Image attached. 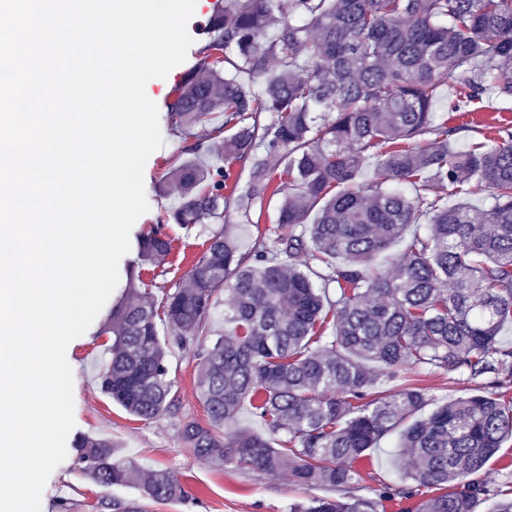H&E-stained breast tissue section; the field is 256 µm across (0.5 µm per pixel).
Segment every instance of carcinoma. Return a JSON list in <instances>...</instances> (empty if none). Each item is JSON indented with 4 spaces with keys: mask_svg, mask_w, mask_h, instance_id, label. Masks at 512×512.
Wrapping results in <instances>:
<instances>
[{
    "mask_svg": "<svg viewBox=\"0 0 512 512\" xmlns=\"http://www.w3.org/2000/svg\"><path fill=\"white\" fill-rule=\"evenodd\" d=\"M212 37L168 102L185 134L221 117L224 136L196 138L162 177L179 193L171 219L185 229L250 223L268 190L276 224L240 251L225 229L157 301L128 289L101 333L112 337L101 391L138 420L173 405L170 349L196 348L207 424L186 419L184 443L201 459L295 486L344 490L367 452L403 426L414 466L403 485L382 483L343 500L311 497L289 512H474L479 475L512 440V127L460 149L433 107L468 112L495 92L512 99V0H224ZM250 164L248 190L227 186ZM375 166L378 177L362 179ZM488 193L478 213L448 196ZM419 226L385 272L374 261ZM159 225L139 260L167 257ZM306 256L319 269L295 265ZM335 289L331 299L329 289ZM229 297L219 334L211 318ZM410 367L457 373L481 394L434 402ZM269 435L224 430L243 405ZM82 473L113 512L186 498L167 470L143 471L110 438L78 445Z\"/></svg>",
    "mask_w": 512,
    "mask_h": 512,
    "instance_id": "cac0c4a2",
    "label": "carcinoma"
}]
</instances>
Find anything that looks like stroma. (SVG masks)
Returning a JSON list of instances; mask_svg holds the SVG:
<instances>
[{
    "instance_id": "1",
    "label": "stroma",
    "mask_w": 512,
    "mask_h": 512,
    "mask_svg": "<svg viewBox=\"0 0 512 512\" xmlns=\"http://www.w3.org/2000/svg\"><path fill=\"white\" fill-rule=\"evenodd\" d=\"M216 0H196L188 31L194 42L187 58L173 68L164 79L150 80L148 97L156 104L164 140L163 146L147 160L144 169L145 193L149 210L134 224L130 233V251L119 263V282L113 298L125 296L130 283L148 285L156 297L172 291L206 247L211 227L199 224L185 230L170 223L168 216L177 206L176 192L160 193L158 185L179 157L182 136L174 129L167 110L173 90L196 62L199 52L209 40V27ZM512 122V101L503 103L502 110L482 108L473 112H453L449 126L455 127V141L464 145L476 133L494 137V129ZM164 225L173 240L170 255L155 265H139L137 245L142 235L156 225ZM106 337L100 336L98 324L73 340L67 348V360L73 371L75 427L67 438V457L49 477L42 495L41 512H60L61 501L71 503V512H104L100 501L104 493L83 476L77 464V444L87 437H109L119 445L121 454L135 461L142 469H166L184 485L185 500L158 504L149 512H288L290 503L304 498L303 490L295 487L287 474L265 476L240 467L220 466L196 457L179 436L180 424L191 417L206 422L207 416L197 394L200 374L194 351L173 349L168 357L173 383L174 404L170 411L152 421L135 420L123 409L112 404L100 391L98 374L105 360ZM409 378L420 380L437 400H446L474 393L476 385L466 377L444 372L410 369ZM398 432L389 433L377 448L371 449L361 466L362 488L381 483H396L403 477L409 460L396 446ZM486 489L477 503L476 512H492L495 501L512 496V441L504 443L486 465L481 476Z\"/></svg>"
}]
</instances>
